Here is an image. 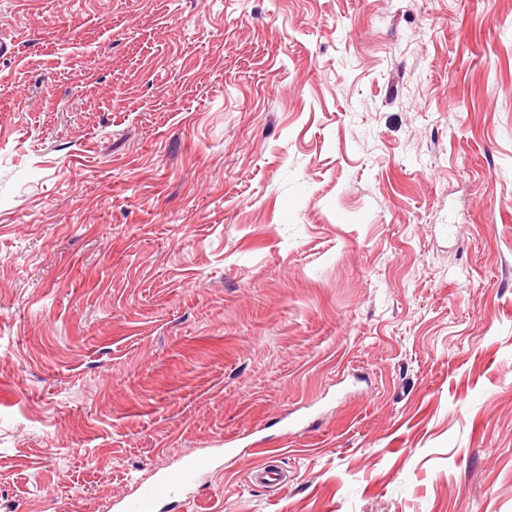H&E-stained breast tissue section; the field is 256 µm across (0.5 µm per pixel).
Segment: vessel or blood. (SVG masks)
Segmentation results:
<instances>
[{
	"instance_id": "1",
	"label": "vessel or blood",
	"mask_w": 512,
	"mask_h": 512,
	"mask_svg": "<svg viewBox=\"0 0 512 512\" xmlns=\"http://www.w3.org/2000/svg\"><path fill=\"white\" fill-rule=\"evenodd\" d=\"M212 460L206 455H197L183 460L175 469L156 477L142 486L139 493L120 502L119 512H154L160 498L174 497L195 485L203 473L210 470Z\"/></svg>"
}]
</instances>
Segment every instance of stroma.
<instances>
[{"label":"stroma","instance_id":"stroma-1","mask_svg":"<svg viewBox=\"0 0 512 512\" xmlns=\"http://www.w3.org/2000/svg\"><path fill=\"white\" fill-rule=\"evenodd\" d=\"M204 453L512 512V0H0V512Z\"/></svg>","mask_w":512,"mask_h":512}]
</instances>
